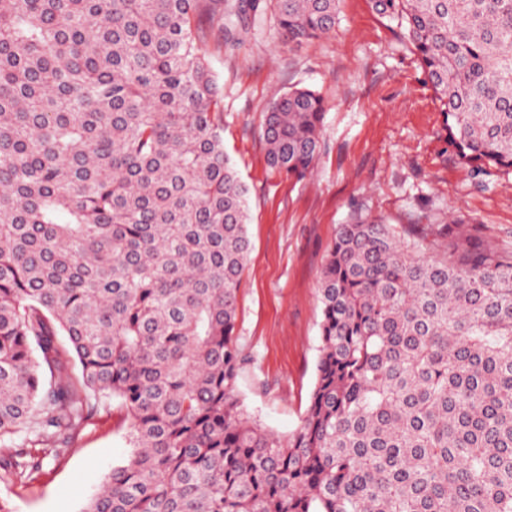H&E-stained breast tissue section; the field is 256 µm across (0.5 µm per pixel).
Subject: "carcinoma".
Returning a JSON list of instances; mask_svg holds the SVG:
<instances>
[{
  "mask_svg": "<svg viewBox=\"0 0 512 512\" xmlns=\"http://www.w3.org/2000/svg\"><path fill=\"white\" fill-rule=\"evenodd\" d=\"M271 2L292 42L338 23V0ZM372 5L462 159L512 169V0ZM202 7L0 0V446L23 437L0 483L115 400L130 452L80 512H512V253L339 225L305 416L282 438L246 414L247 188ZM326 110L309 88L267 106L272 170L312 169Z\"/></svg>",
  "mask_w": 512,
  "mask_h": 512,
  "instance_id": "obj_1",
  "label": "carcinoma"
}]
</instances>
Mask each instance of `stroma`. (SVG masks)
Instances as JSON below:
<instances>
[{"mask_svg": "<svg viewBox=\"0 0 512 512\" xmlns=\"http://www.w3.org/2000/svg\"><path fill=\"white\" fill-rule=\"evenodd\" d=\"M207 0L206 52L220 87L224 151L248 189L251 242L236 333L251 359L238 396L247 414L285 437L316 382L319 281L336 227L358 213L440 232L449 217L468 236L512 250V170L473 171L443 129L444 116L414 48L371 0H340L329 35L284 40L272 8L225 13ZM327 104L321 151L300 180L270 171L262 113L293 88ZM128 425L109 402L64 454L44 459L29 486L0 483L13 512H80L126 457Z\"/></svg>", "mask_w": 512, "mask_h": 512, "instance_id": "35a3bbf8", "label": "stroma"}]
</instances>
